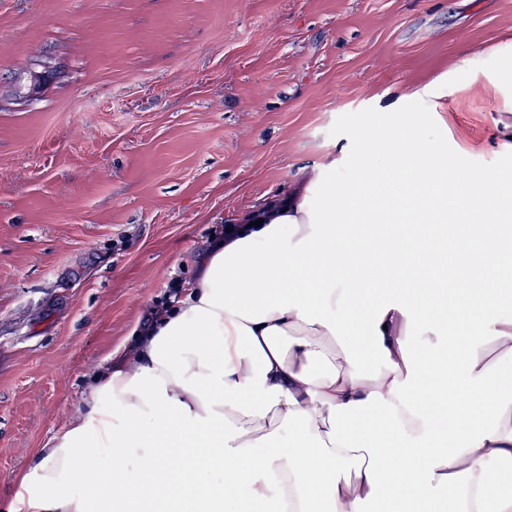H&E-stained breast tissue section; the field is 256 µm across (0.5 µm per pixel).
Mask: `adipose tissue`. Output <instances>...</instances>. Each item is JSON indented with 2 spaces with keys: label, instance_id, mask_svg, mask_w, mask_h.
<instances>
[{
  "label": "adipose tissue",
  "instance_id": "ef3b65f1",
  "mask_svg": "<svg viewBox=\"0 0 512 512\" xmlns=\"http://www.w3.org/2000/svg\"><path fill=\"white\" fill-rule=\"evenodd\" d=\"M353 157L203 254L9 512H426L443 489L449 512H512V172L450 179L422 113L361 127Z\"/></svg>",
  "mask_w": 512,
  "mask_h": 512
}]
</instances>
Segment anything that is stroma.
I'll return each mask as SVG.
<instances>
[{"instance_id": "35a3bbf8", "label": "stroma", "mask_w": 512, "mask_h": 512, "mask_svg": "<svg viewBox=\"0 0 512 512\" xmlns=\"http://www.w3.org/2000/svg\"><path fill=\"white\" fill-rule=\"evenodd\" d=\"M509 60L512 0H0V512L213 230L350 179L364 123L512 169Z\"/></svg>"}]
</instances>
